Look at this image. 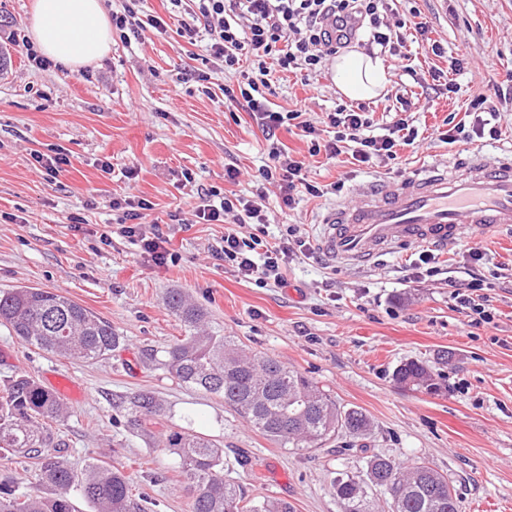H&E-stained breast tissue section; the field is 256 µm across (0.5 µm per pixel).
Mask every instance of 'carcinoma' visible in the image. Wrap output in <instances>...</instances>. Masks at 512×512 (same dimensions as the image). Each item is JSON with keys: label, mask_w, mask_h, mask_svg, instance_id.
<instances>
[{"label": "carcinoma", "mask_w": 512, "mask_h": 512, "mask_svg": "<svg viewBox=\"0 0 512 512\" xmlns=\"http://www.w3.org/2000/svg\"><path fill=\"white\" fill-rule=\"evenodd\" d=\"M167 308L187 335L144 357L178 384L224 398L254 429L283 447L312 448L340 433L364 440L372 423L362 410L342 406L316 382L268 354L249 353L206 327V313L177 289ZM0 324L22 342L61 357L94 362L119 347L112 325L61 293L35 287L14 288L0 295ZM394 380L411 389L437 390L430 367L408 360ZM126 426L154 439L149 422L165 413L162 401L135 391L113 402ZM64 413L62 403L27 376L9 381L0 391V450L36 461L37 481L51 487L46 500L18 493L0 483V512H76L72 487L93 512H146L145 494L133 492L130 476L106 463L75 473L53 449L63 445L51 422ZM164 448L179 460L190 512H294L285 500L248 499L242 488L224 479V449L192 430L170 432ZM342 512H460L448 477L424 464L406 465L386 456L367 458L365 470L335 473L330 482ZM389 497L382 507L375 492Z\"/></svg>", "instance_id": "1"}]
</instances>
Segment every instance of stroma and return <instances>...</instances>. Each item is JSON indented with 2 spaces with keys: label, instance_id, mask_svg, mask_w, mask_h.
I'll list each match as a JSON object with an SVG mask.
<instances>
[{
  "label": "stroma",
  "instance_id": "stroma-1",
  "mask_svg": "<svg viewBox=\"0 0 512 512\" xmlns=\"http://www.w3.org/2000/svg\"><path fill=\"white\" fill-rule=\"evenodd\" d=\"M33 0H0V29L11 61L0 72V291L35 286L61 293L112 325L124 342L105 359L73 362L22 343L0 325V387L26 375L44 388L69 378L66 412L56 429L61 457L75 470L93 460L124 468L136 489L154 499L152 512H189L172 455L129 432L113 408L116 396L146 389L169 407L159 429L181 426L215 439L224 450V477L247 497L272 495L294 512H342L330 487L334 472L360 471L378 453L426 463L447 475L461 512H512V232H465L436 252L439 275L417 274L418 248L381 257L367 268L332 265L321 254L295 258L288 285L260 288L224 265V227L198 223L194 211L212 190L252 197L266 158L265 135L246 112L224 104L236 83L208 51L209 37L179 36L130 26L113 37L99 62L73 72L60 64L38 69L23 45ZM421 11L449 55L466 59L455 74L458 95L433 84L428 72L444 59L411 45L404 57L383 54L389 85L366 100L374 134L399 100L411 103L418 149L401 148L388 166H357L308 154L305 140L279 129V142L305 158L306 177L320 184L345 179L340 195L301 197L290 223L317 243L318 220L382 178L435 160L512 149V99L497 121V137L465 146H434L430 137L463 121L469 101L493 93L512 71V0H399L397 11ZM208 76L199 83L195 74ZM270 100L323 120L346 98L329 71L312 75L273 70ZM66 153L71 167L48 175L33 152ZM240 171L232 182L225 165ZM135 196L151 208L174 262L158 267L121 232L113 197ZM81 229H74V220ZM481 258L473 260L470 251ZM474 271L492 298V323H470L449 283ZM180 290L208 313V325L245 348L272 355L304 373L341 405L362 408L373 422L364 440L339 436L313 449L284 448L250 427L222 398L177 385L148 366L142 351L185 335L164 299ZM417 360L438 376L437 393L401 388L400 363ZM21 492L52 496L34 465L0 453V481Z\"/></svg>",
  "mask_w": 512,
  "mask_h": 512
}]
</instances>
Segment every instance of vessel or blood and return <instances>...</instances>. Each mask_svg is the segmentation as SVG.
<instances>
[{
    "instance_id": "1",
    "label": "vessel or blood",
    "mask_w": 512,
    "mask_h": 512,
    "mask_svg": "<svg viewBox=\"0 0 512 512\" xmlns=\"http://www.w3.org/2000/svg\"><path fill=\"white\" fill-rule=\"evenodd\" d=\"M321 224L324 256L350 266L410 246H448L466 229H512V156L477 154L381 181L354 202L328 208Z\"/></svg>"
}]
</instances>
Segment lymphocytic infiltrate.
<instances>
[{"mask_svg": "<svg viewBox=\"0 0 512 512\" xmlns=\"http://www.w3.org/2000/svg\"><path fill=\"white\" fill-rule=\"evenodd\" d=\"M191 19L182 23L180 36L195 38L199 31L210 37L211 54L224 63L225 71L240 70L242 56H249L251 69L241 72L237 85L224 88V103L230 111L249 112L269 137L267 161L258 170L261 180L277 185L280 215L296 204L298 192L315 198L341 191L343 181L325 186L307 180L306 163L280 146L277 129H297L308 143L309 156L325 155L333 160L349 154L358 164L371 165L376 159H396L397 147L416 145L417 130L408 118L393 120L386 134L373 135V119L365 106L337 107L327 116L333 137H323L320 128L305 118L303 111L273 109L266 92L271 87L268 59L285 70L321 66L324 60L346 47L357 32L366 31L368 45L381 47L390 55H400L410 35L426 36L427 21L387 22L394 0H191ZM149 204L132 196L113 199V210L122 214L125 236L139 245L158 266L167 265L172 255L159 231H146L142 219ZM196 218L224 227L221 249L225 264L261 288H282L285 271L296 254H310L309 240L297 225L285 228L278 243L267 239L269 222L265 204L236 195L210 192L195 209Z\"/></svg>", "mask_w": 512, "mask_h": 512, "instance_id": "lymphocytic-infiltrate-1", "label": "lymphocytic infiltrate"}]
</instances>
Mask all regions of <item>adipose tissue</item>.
I'll use <instances>...</instances> for the list:
<instances>
[{"mask_svg":"<svg viewBox=\"0 0 512 512\" xmlns=\"http://www.w3.org/2000/svg\"><path fill=\"white\" fill-rule=\"evenodd\" d=\"M28 23L41 52L74 71L101 60L112 45L102 0H35ZM334 71L337 88L351 99L377 96L388 84L381 59L360 51L339 56Z\"/></svg>","mask_w":512,"mask_h":512,"instance_id":"adipose-tissue-1","label":"adipose tissue"}]
</instances>
